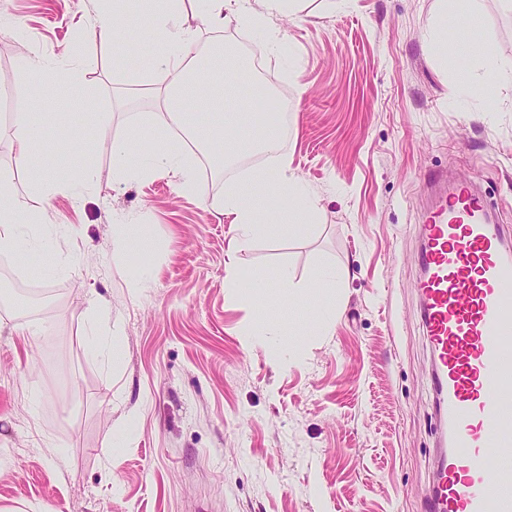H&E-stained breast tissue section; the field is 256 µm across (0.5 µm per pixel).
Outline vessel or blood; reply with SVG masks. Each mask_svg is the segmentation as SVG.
<instances>
[{"mask_svg":"<svg viewBox=\"0 0 512 512\" xmlns=\"http://www.w3.org/2000/svg\"><path fill=\"white\" fill-rule=\"evenodd\" d=\"M417 282L440 430L430 512H512V249L487 197L433 172Z\"/></svg>","mask_w":512,"mask_h":512,"instance_id":"obj_1","label":"vessel or blood"}]
</instances>
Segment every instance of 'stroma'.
Instances as JSON below:
<instances>
[{"instance_id":"35a3bbf8","label":"stroma","mask_w":512,"mask_h":512,"mask_svg":"<svg viewBox=\"0 0 512 512\" xmlns=\"http://www.w3.org/2000/svg\"><path fill=\"white\" fill-rule=\"evenodd\" d=\"M479 28L441 0H300L266 33L229 23L225 42L259 56L266 88L288 99L281 146L317 201L309 237L236 248L212 207L225 183L268 158L244 157L182 190L166 171L118 183L112 156L88 162L89 186L50 199L15 174L20 202L48 209L39 237L56 261L9 253L7 272L41 289L25 311L0 300V512H426L435 420L430 355L416 292L423 179L444 171L489 192L512 226V85L463 97L457 58L441 42L464 34L512 65V11L477 0ZM90 0H0V162L14 113L40 102L29 59L80 63L88 108L43 101L73 137L45 136L40 166L77 165L86 143L130 136L155 113L137 83L161 35L126 19L123 50L85 36ZM109 115L106 128L88 122ZM145 225L148 250L117 252L113 227ZM242 277L288 267L319 287L344 272L326 335L299 333L289 364L248 347L242 330L268 318L232 299L224 265ZM115 343L118 361L100 349Z\"/></svg>"}]
</instances>
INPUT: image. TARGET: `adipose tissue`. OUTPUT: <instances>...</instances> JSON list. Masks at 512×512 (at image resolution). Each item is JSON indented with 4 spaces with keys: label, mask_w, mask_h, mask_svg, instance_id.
<instances>
[{
    "label": "adipose tissue",
    "mask_w": 512,
    "mask_h": 512,
    "mask_svg": "<svg viewBox=\"0 0 512 512\" xmlns=\"http://www.w3.org/2000/svg\"><path fill=\"white\" fill-rule=\"evenodd\" d=\"M97 13L89 29L100 43L119 44L123 33L120 21L125 16L128 0H95ZM183 0H139L140 16L146 24L164 35L161 48L146 69L147 82L161 97L162 113L158 124L148 133L130 136L111 143L113 177L123 182L140 179L157 166L172 170L184 189L193 186L194 169L187 158L185 140L205 146L219 155L224 164L261 152L274 158L270 169L251 175L248 185H229L223 198L214 200L213 208L231 216L236 226L240 246H247L258 238L276 236L307 237L311 231L309 220L317 209V202L305 184L291 170L287 156L281 152V134L277 125L266 124L261 136L253 134V119L247 112H211L205 119L186 111L184 102L189 98L206 101L207 89L216 78L214 57L195 53L199 40L196 29L182 20ZM296 0H207L206 26L209 32L224 31L226 15L239 22L265 29L269 43H276L278 33L270 29V18L293 9ZM451 50L466 61L478 64L474 73H465L460 89L465 93H492L502 84L512 83V68L500 65L493 57L483 55L477 42H451ZM31 72L49 77L51 91L61 93L77 103H85L89 96V83L74 68L52 69L41 60H32ZM49 111L40 117L19 112L14 117L16 136L11 143V165H0V251H36L31 239L25 237L22 227H40L47 222L42 210L21 208L12 171L31 166L41 145V136L53 126ZM150 159H143V152ZM89 168L62 172L55 169L38 170L30 186L32 192L48 199L71 191L91 181ZM39 252V251H36ZM43 267H51L53 256L39 252ZM224 286L239 300L256 301L264 305L286 306L306 294L305 286L295 283L287 268L278 269L274 276L256 274L242 280L235 262L224 267Z\"/></svg>",
    "instance_id": "1"
}]
</instances>
